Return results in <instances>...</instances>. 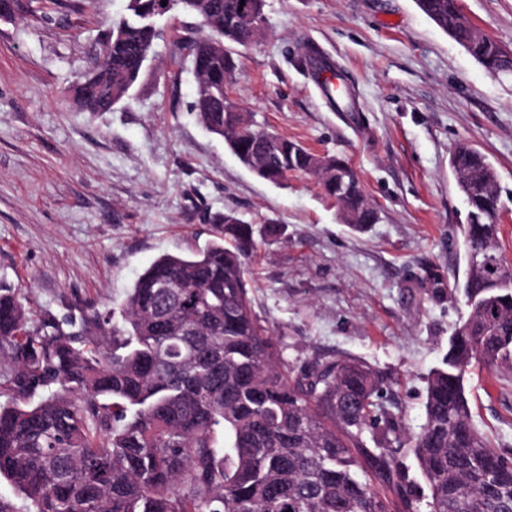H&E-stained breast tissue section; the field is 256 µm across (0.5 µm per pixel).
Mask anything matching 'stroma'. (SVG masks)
<instances>
[{
	"label": "stroma",
	"mask_w": 512,
	"mask_h": 512,
	"mask_svg": "<svg viewBox=\"0 0 512 512\" xmlns=\"http://www.w3.org/2000/svg\"><path fill=\"white\" fill-rule=\"evenodd\" d=\"M128 0H19L0 18V281L31 310L116 308L158 256L204 249L212 217L253 224L248 295L283 357L301 369L355 358L383 380L403 434L424 422L425 381L466 318V206L448 160L466 142L498 173L500 244L512 262V73H491L415 0H266L267 30L239 48L225 92L262 127L317 155L347 159L380 219H340L316 177L280 185L245 168L190 108L196 75L181 51L199 20L161 17L156 56L129 102L84 112L71 98L99 63ZM512 50V0H461ZM341 71L354 109L322 97L307 48ZM472 422L512 454V372L465 376Z\"/></svg>",
	"instance_id": "obj_1"
}]
</instances>
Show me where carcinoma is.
Returning a JSON list of instances; mask_svg holds the SVG:
<instances>
[{
    "label": "carcinoma",
    "mask_w": 512,
    "mask_h": 512,
    "mask_svg": "<svg viewBox=\"0 0 512 512\" xmlns=\"http://www.w3.org/2000/svg\"><path fill=\"white\" fill-rule=\"evenodd\" d=\"M241 0H179L201 22L188 41L200 76L195 118L224 138L258 177L318 178L342 223L362 231L376 207L349 162L254 125L225 93L237 46L256 40ZM419 9L491 73L512 72L500 44L479 32L459 0H416ZM157 0H134L113 23L86 112L130 99L159 34L136 21ZM338 112L354 111L348 89ZM450 165L468 213L466 302L442 366L426 378L425 420L409 439L425 498L384 444L398 429L370 367L331 359L294 373L253 312L246 258L253 225L226 212L207 247L164 254L136 279L118 308L93 306L60 320L29 316L18 289L0 283V477L34 512H512V457L488 446L471 423L466 368H512V263L499 244L503 208L487 157L466 143ZM369 465L383 482L363 476Z\"/></svg>",
    "instance_id": "carcinoma-1"
}]
</instances>
